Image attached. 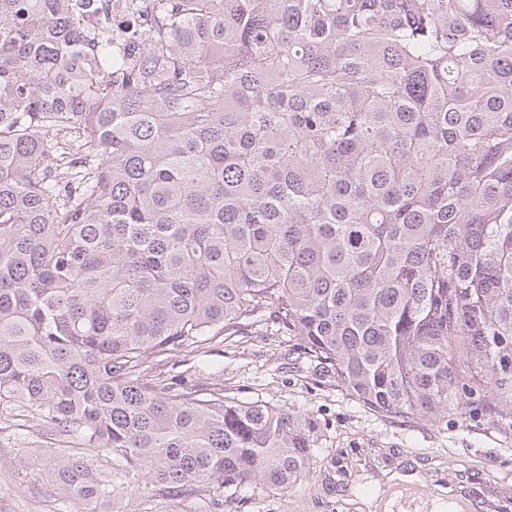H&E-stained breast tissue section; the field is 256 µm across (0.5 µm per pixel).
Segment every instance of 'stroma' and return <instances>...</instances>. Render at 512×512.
<instances>
[{
  "label": "stroma",
  "mask_w": 512,
  "mask_h": 512,
  "mask_svg": "<svg viewBox=\"0 0 512 512\" xmlns=\"http://www.w3.org/2000/svg\"><path fill=\"white\" fill-rule=\"evenodd\" d=\"M297 344L267 323L251 336L210 346L208 358L221 370L225 394L299 411L317 424L305 478L284 493L254 480L241 489L233 512H359L358 486L386 479L388 460L408 456L416 467L447 475L434 492L451 491L454 478L479 491L490 480L499 493V512H512V429L479 415L404 422L381 417L298 358ZM26 454L17 436L0 433V462L6 464L0 469V512H57L50 485L30 486L24 473L10 468L11 460Z\"/></svg>",
  "instance_id": "35a3bbf8"
}]
</instances>
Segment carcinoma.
Instances as JSON below:
<instances>
[{
  "instance_id": "carcinoma-1",
  "label": "carcinoma",
  "mask_w": 512,
  "mask_h": 512,
  "mask_svg": "<svg viewBox=\"0 0 512 512\" xmlns=\"http://www.w3.org/2000/svg\"><path fill=\"white\" fill-rule=\"evenodd\" d=\"M90 2L0 0L17 469L83 512L287 491L315 422L206 359L268 314L385 418L512 429V0H152L134 57ZM147 480L148 479L146 478L145 474L142 473L135 475L134 477L130 476L126 478L125 481H129V485L123 497L112 500V503L100 506L98 509L99 512H132L127 510V508H129V505L126 506L128 499L132 502H141L142 504L139 505V508L142 510V512H185L186 510L190 509V506L192 511L196 509L197 511L201 512H229V508L222 504L221 501H219L218 505V503H214L213 501L210 502L209 499L205 500L209 507H207V505H205L203 502H198L197 504L188 502L189 504L177 507L174 503L162 500L146 501V498L141 497L142 494L138 492L137 488L138 486L143 487Z\"/></svg>"
}]
</instances>
